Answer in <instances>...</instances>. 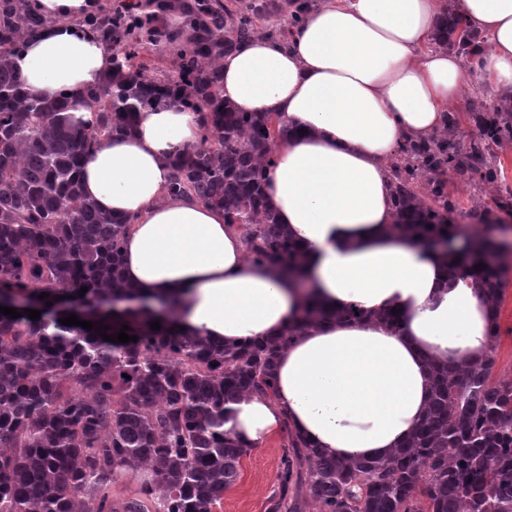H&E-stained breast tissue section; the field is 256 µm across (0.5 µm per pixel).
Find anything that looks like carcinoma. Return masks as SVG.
Returning <instances> with one entry per match:
<instances>
[{
	"instance_id": "1",
	"label": "carcinoma",
	"mask_w": 512,
	"mask_h": 512,
	"mask_svg": "<svg viewBox=\"0 0 512 512\" xmlns=\"http://www.w3.org/2000/svg\"><path fill=\"white\" fill-rule=\"evenodd\" d=\"M167 2L127 0L82 22L112 50V72L77 101L91 112L77 124L66 115L72 97L29 95L12 66L47 20L34 0H0V294L42 309L37 320L0 313V512H215L248 450L224 434V404L273 398L276 357L299 330L226 344L182 328L177 300L153 299L123 279L131 219L100 210L82 192L83 161L100 140L131 134L141 109L177 101L200 115L201 135L172 158L168 195L224 211L247 261L310 287L303 253L264 195L274 146L293 130L224 100L221 64L253 39L286 41L306 11L265 27L276 10L271 0H193L190 46L176 49L172 70L160 71L144 55L178 40L159 26ZM435 44L469 65L485 48L448 8ZM464 118L475 127L467 142ZM511 147L512 100L500 98L472 101L464 116L448 112L432 134L402 143L390 161L392 231L448 247L460 235L450 218L458 209L450 178L511 218L501 161ZM489 213L485 203L468 211L472 241L484 238ZM471 251L452 252L447 272L466 273L493 315L485 358L466 369L433 364L425 418L384 460L329 457L285 425L270 512H512V378L495 375L512 243L487 245L475 258ZM43 292L49 297L39 298ZM70 295L112 307L91 317L90 331L62 325L55 309ZM327 315L309 294L301 324ZM99 324L109 335L126 324L138 341H106ZM121 478L135 484L132 496H112Z\"/></svg>"
}]
</instances>
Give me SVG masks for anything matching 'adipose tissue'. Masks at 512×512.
Masks as SVG:
<instances>
[{"mask_svg":"<svg viewBox=\"0 0 512 512\" xmlns=\"http://www.w3.org/2000/svg\"><path fill=\"white\" fill-rule=\"evenodd\" d=\"M488 51L472 67L434 47L441 0H318L288 43L258 38L224 56V96L299 129L280 142L264 187L300 246L332 318L301 327L279 355L276 397L228 404L224 430L262 447L290 422L335 458L383 459L423 418L431 361L464 367L489 348L488 312L447 258L392 234L389 161L404 138L438 129L465 84L512 99V0H456ZM98 0H36L51 24L13 66L34 96H80L112 68V52L75 20ZM199 118L179 103L140 112L134 132L104 139L82 168L85 195L132 217L126 282L179 300L187 330L238 342L296 324L303 289L248 263L223 211L167 195L171 157L193 145ZM354 307L363 319L343 317ZM395 309L401 332L372 321Z\"/></svg>","mask_w":512,"mask_h":512,"instance_id":"ef3b65f1","label":"adipose tissue"}]
</instances>
